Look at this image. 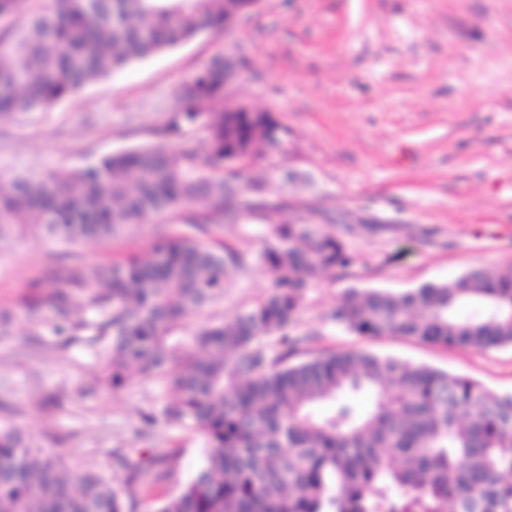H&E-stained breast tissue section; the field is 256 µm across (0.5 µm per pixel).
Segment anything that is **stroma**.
<instances>
[{"label":"stroma","mask_w":512,"mask_h":512,"mask_svg":"<svg viewBox=\"0 0 512 512\" xmlns=\"http://www.w3.org/2000/svg\"><path fill=\"white\" fill-rule=\"evenodd\" d=\"M243 61L223 107L269 112L284 127L278 150H260L251 171L266 197L311 204L353 251L347 275L321 274L293 326L316 353L365 349L467 376L512 392V346L487 351L412 338H367L329 317L345 289L400 293L455 279L473 267L512 274V0H261L219 32L92 82L31 116L0 121V175L68 173L90 157L154 144L176 94L213 56ZM268 223L242 217L214 229L256 253ZM178 213L137 224L102 244L48 243L33 225L0 241V425L19 426L75 467L123 481L116 453L177 451L165 495L199 468L203 438L159 423L164 381L132 375L120 389L87 346L41 335L30 310L32 281L51 269L97 266L147 255L159 235H188ZM274 275L255 264L237 272L214 316L232 318L267 295ZM56 405L42 407L47 397Z\"/></svg>","instance_id":"1"}]
</instances>
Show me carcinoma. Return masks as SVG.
Listing matches in <instances>:
<instances>
[{
  "label": "carcinoma",
  "instance_id": "obj_1",
  "mask_svg": "<svg viewBox=\"0 0 512 512\" xmlns=\"http://www.w3.org/2000/svg\"><path fill=\"white\" fill-rule=\"evenodd\" d=\"M0 0V120L43 110L129 64L224 27L238 0ZM224 92V56L211 58L178 93L164 141L91 159L64 176L19 172L0 180V239L23 224L50 240L103 243L167 212L188 210L206 235L241 215L284 208L245 196L224 178L236 157L246 175L258 146L278 145L270 112L213 113L207 148L192 132ZM280 221L257 254L217 249L188 236L156 241L147 256L108 264L90 277L74 269L68 288L49 278L34 304L51 335L87 325L105 338L112 388L132 369L165 379L175 401L165 421L186 422L206 440L204 461L172 496L158 493L172 454L125 453L124 485L0 427V512H126L148 497L154 512H512V394L423 364L365 350L313 354L291 328L318 274L345 271L354 256L317 223ZM274 274L273 291L232 319L184 316L224 298L232 273L251 264ZM89 289L95 321H68L72 290ZM482 304L484 316H459ZM368 338L402 336L487 350L512 344V276L480 269L401 294L350 288L330 314ZM367 390L359 414L339 400ZM329 404L327 414L317 407Z\"/></svg>",
  "mask_w": 512,
  "mask_h": 512
}]
</instances>
